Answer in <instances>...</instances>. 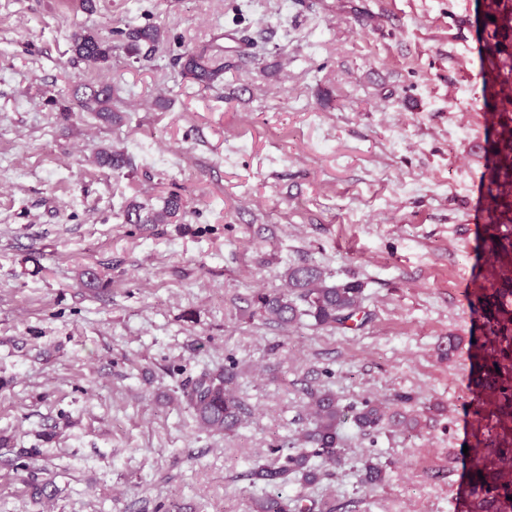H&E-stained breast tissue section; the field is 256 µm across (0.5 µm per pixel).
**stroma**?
Masks as SVG:
<instances>
[{"label": "stroma", "instance_id": "1", "mask_svg": "<svg viewBox=\"0 0 512 512\" xmlns=\"http://www.w3.org/2000/svg\"><path fill=\"white\" fill-rule=\"evenodd\" d=\"M0 0V512H253L246 475L306 424L309 389L407 408L340 428L345 463L288 497L336 512H469L483 426L465 345L485 274L475 0ZM167 32L152 61L120 30ZM114 45L73 61L72 34ZM223 55L206 89L179 48ZM108 83L115 122L69 111ZM128 160L99 166L98 150ZM180 193L179 224H130ZM308 260L363 285L368 319L251 318ZM464 345L445 357L448 339ZM234 365L246 424L200 429L183 399ZM386 468L363 487L365 460Z\"/></svg>", "mask_w": 512, "mask_h": 512}]
</instances>
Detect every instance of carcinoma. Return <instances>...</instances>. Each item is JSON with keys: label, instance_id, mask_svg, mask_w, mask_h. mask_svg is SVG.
Wrapping results in <instances>:
<instances>
[{"label": "carcinoma", "instance_id": "carcinoma-1", "mask_svg": "<svg viewBox=\"0 0 512 512\" xmlns=\"http://www.w3.org/2000/svg\"><path fill=\"white\" fill-rule=\"evenodd\" d=\"M484 17L493 30L487 33L482 46L481 66L486 121L493 130L489 145V165L482 179L484 194L489 200L488 223L512 226V0H484ZM126 52L145 61L150 53L165 42V32L150 24L120 31ZM72 51L76 58L96 66L107 64L114 46L93 31L72 35ZM174 61L182 75L204 88L212 86L224 74V58L183 51ZM86 112L112 117V88L107 85L88 87L74 96ZM100 162L118 171L126 164L123 153L102 151ZM186 215L183 198L172 192L164 198L160 209L132 200L126 206L129 224H175ZM485 263L492 267L503 253L512 251V231L493 236L485 244ZM502 282L508 289H497L499 302L477 298L484 319L482 341L469 343L476 348L473 382L483 392L495 393L496 411L485 417V429L492 447L478 448L469 460L468 497L478 512H512V310L504 299L512 296V271L501 270ZM251 317L290 327L302 317L312 318L315 325L346 329L362 312V284L356 281L331 282L317 265L302 260L288 268L285 289L279 292L258 291L252 300ZM236 379L234 366L200 376L184 394L185 404L198 427L229 435L245 423L246 408L233 392ZM308 427L292 442L285 440L270 449L271 462L252 468L247 477L251 484L262 483L279 488L292 481L305 485L316 483L321 474L310 465L319 457L331 468L344 462V448L339 426L347 413L363 434L379 432L404 424L381 403L370 400L360 407H343L329 389L308 393ZM365 487L381 484L385 472L367 461L360 471ZM300 499H288L279 493L265 495L254 501V512H295Z\"/></svg>", "mask_w": 512, "mask_h": 512}]
</instances>
